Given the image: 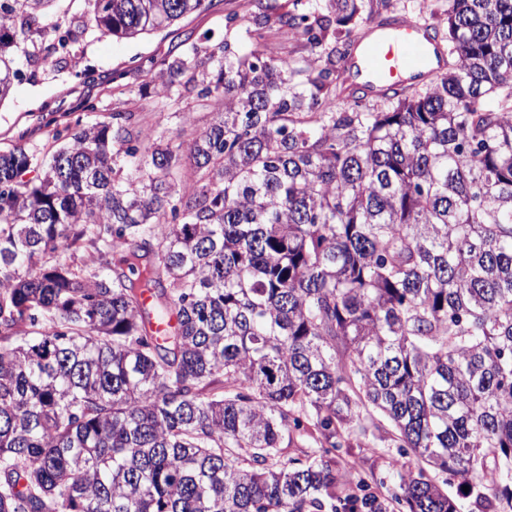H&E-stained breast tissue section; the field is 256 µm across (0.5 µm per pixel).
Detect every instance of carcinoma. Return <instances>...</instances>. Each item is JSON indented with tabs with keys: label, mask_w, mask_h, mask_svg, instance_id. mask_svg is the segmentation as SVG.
<instances>
[{
	"label": "carcinoma",
	"mask_w": 512,
	"mask_h": 512,
	"mask_svg": "<svg viewBox=\"0 0 512 512\" xmlns=\"http://www.w3.org/2000/svg\"><path fill=\"white\" fill-rule=\"evenodd\" d=\"M52 2L0 0V102L20 53L208 7L85 0L46 45ZM258 2L307 55L185 46L187 153L131 112L0 151V512H459L440 473L512 512V0H448V72L342 109L340 47L392 21ZM388 442L385 496L340 451Z\"/></svg>",
	"instance_id": "cac0c4a2"
}]
</instances>
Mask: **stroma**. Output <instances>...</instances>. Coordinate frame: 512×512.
<instances>
[{"label": "stroma", "mask_w": 512, "mask_h": 512, "mask_svg": "<svg viewBox=\"0 0 512 512\" xmlns=\"http://www.w3.org/2000/svg\"><path fill=\"white\" fill-rule=\"evenodd\" d=\"M253 0H212L204 12L184 17L167 29L137 39H85L75 60L58 67L49 62L20 61L22 76L12 94L0 103V149L26 143L52 154L64 143L56 132L66 122L93 123L115 112H131L141 127L165 138L191 122L205 126L209 112L194 111L193 94L175 104L155 106L153 95H142L144 85L166 68L183 44L206 47L221 39L225 18L246 15ZM95 111H85V104Z\"/></svg>", "instance_id": "obj_1"}]
</instances>
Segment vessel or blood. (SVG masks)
I'll return each instance as SVG.
<instances>
[{"instance_id":"obj_1","label":"vessel or blood","mask_w":512,"mask_h":512,"mask_svg":"<svg viewBox=\"0 0 512 512\" xmlns=\"http://www.w3.org/2000/svg\"><path fill=\"white\" fill-rule=\"evenodd\" d=\"M434 30V23L406 20L383 29H367L359 40V53L344 65L347 77L375 94L445 72Z\"/></svg>"}]
</instances>
